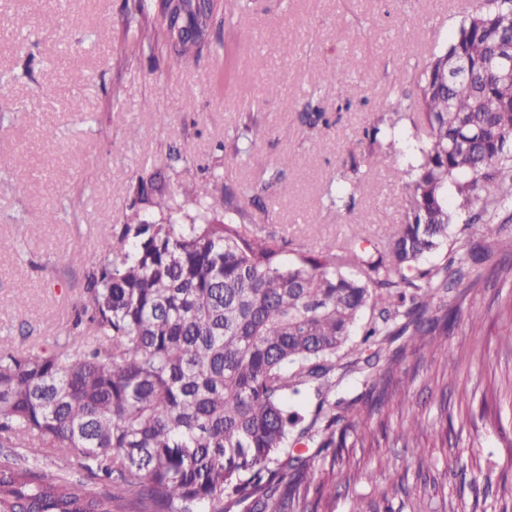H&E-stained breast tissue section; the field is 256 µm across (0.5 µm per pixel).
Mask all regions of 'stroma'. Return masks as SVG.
<instances>
[{
    "mask_svg": "<svg viewBox=\"0 0 512 512\" xmlns=\"http://www.w3.org/2000/svg\"><path fill=\"white\" fill-rule=\"evenodd\" d=\"M131 9L132 0H0V73L11 79L0 89V344L52 343L74 317L86 270L108 260L101 236L130 213L156 224L203 223L194 185L251 186L287 155V194L247 204L258 230L315 249L402 223L420 143L396 101L413 97L422 66L447 49L471 0H224L210 39L232 63L205 52L181 67L169 51L136 43ZM22 12L24 32L15 26ZM342 62L340 80L329 81ZM309 105L327 113L330 128L302 121ZM251 121L267 128L264 139L251 141ZM376 125L394 152L367 167L349 209L330 208L329 185L361 158ZM132 126L138 139L127 135ZM140 181L148 197L137 194ZM61 207L66 215L47 223L46 213ZM510 302V283L439 292L436 305L457 312L446 341L403 335L386 345L372 372L404 388L390 391L372 418L374 441L351 430L336 451L313 443L302 450L329 512L357 504L372 512L385 498L394 512H448L455 499L465 512H494L512 496V448L480 416L483 394L512 381V343L495 317ZM473 308L488 314L481 327L468 321ZM460 352L467 358L449 374L448 357ZM365 391L358 370L337 371L323 406L346 415L363 408ZM415 415L424 432L412 442L401 429ZM435 430L447 444L430 446ZM461 469L491 476L485 503L451 479Z\"/></svg>",
    "mask_w": 512,
    "mask_h": 512,
    "instance_id": "stroma-1",
    "label": "stroma"
}]
</instances>
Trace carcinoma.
<instances>
[{
	"instance_id": "carcinoma-1",
	"label": "carcinoma",
	"mask_w": 512,
	"mask_h": 512,
	"mask_svg": "<svg viewBox=\"0 0 512 512\" xmlns=\"http://www.w3.org/2000/svg\"><path fill=\"white\" fill-rule=\"evenodd\" d=\"M170 6L167 20L152 0L135 10L187 65L201 45L186 33L204 10ZM511 41L512 0H492L425 63L410 103L421 160L404 222L379 245L328 242L290 260L288 241L259 231L211 181L195 187L210 221L149 224L134 213L120 249L102 237L112 259L85 273L55 346H0V512H293L300 484L302 512H321L294 450L336 447L323 402L341 352L370 367L394 336H446L456 316L432 310L439 290L512 279V233L493 221L512 206V79L492 61ZM449 56L464 68L444 71ZM358 184L344 177L336 202L353 200ZM450 195L471 237L496 240L494 262L471 244L421 265L448 239ZM366 383L371 404L348 422L362 442L394 380ZM303 393L320 400L309 424L292 403Z\"/></svg>"
}]
</instances>
